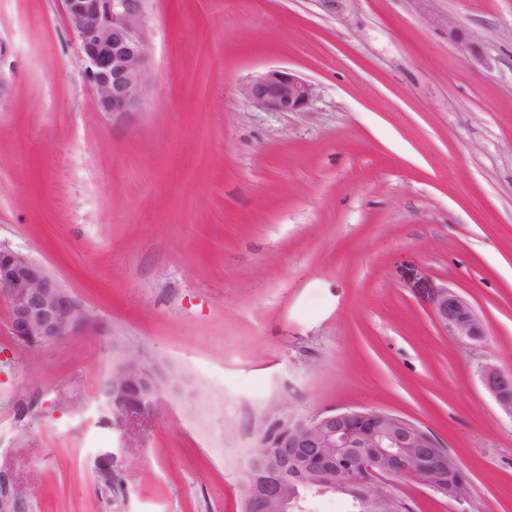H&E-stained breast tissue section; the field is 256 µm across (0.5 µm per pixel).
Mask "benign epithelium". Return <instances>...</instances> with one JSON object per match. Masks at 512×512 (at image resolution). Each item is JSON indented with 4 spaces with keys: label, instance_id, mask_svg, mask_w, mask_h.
<instances>
[{
    "label": "benign epithelium",
    "instance_id": "benign-epithelium-1",
    "mask_svg": "<svg viewBox=\"0 0 512 512\" xmlns=\"http://www.w3.org/2000/svg\"><path fill=\"white\" fill-rule=\"evenodd\" d=\"M74 36L86 81L100 111H136L150 78L147 13L150 0H60ZM243 94L259 109L302 112L316 98L314 86L287 68H270L251 79ZM0 301L7 331L17 341L42 348L75 336L91 316L45 268L0 249ZM434 318L448 335L467 343L487 336L486 327L462 297L440 290ZM484 389L512 417V372L480 367ZM174 376L142 345L112 337V370L98 389L100 410L120 433L122 447L134 448L130 427L157 412L162 397L179 394ZM244 512H305L300 491L333 492L372 512H387L393 488L388 478L405 477L443 497H457L448 455L431 433L402 417L375 410L345 409L310 418L281 420L247 457L243 468ZM29 492L0 475V509L17 512Z\"/></svg>",
    "mask_w": 512,
    "mask_h": 512
}]
</instances>
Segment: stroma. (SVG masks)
I'll return each mask as SVG.
<instances>
[{"mask_svg": "<svg viewBox=\"0 0 512 512\" xmlns=\"http://www.w3.org/2000/svg\"><path fill=\"white\" fill-rule=\"evenodd\" d=\"M147 25L150 87L112 114L57 0H0V247L94 314L33 350L0 304V471L29 512H242L267 430L348 408L465 474L456 499L393 479L411 512H512V417L478 376L512 372V0H151ZM271 67L313 106L256 108ZM442 288L481 344L438 328ZM116 336L193 380L131 451L95 399ZM243 94L259 109L269 112H302L316 98L314 86L287 68H270L251 79Z\"/></svg>", "mask_w": 512, "mask_h": 512, "instance_id": "stroma-1", "label": "stroma"}]
</instances>
